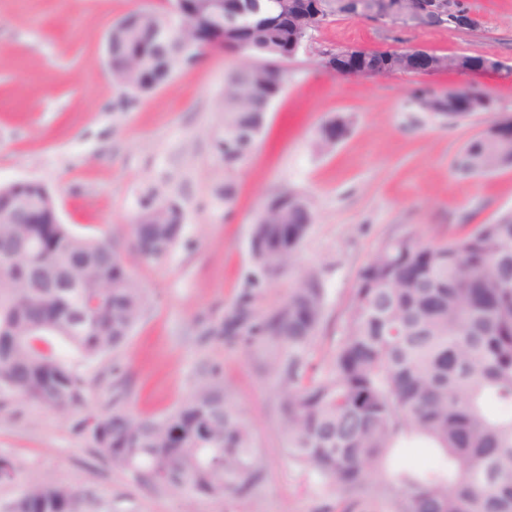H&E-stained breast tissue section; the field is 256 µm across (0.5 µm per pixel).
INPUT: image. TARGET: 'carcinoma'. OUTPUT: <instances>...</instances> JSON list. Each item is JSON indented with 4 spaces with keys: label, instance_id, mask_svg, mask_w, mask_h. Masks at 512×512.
I'll return each instance as SVG.
<instances>
[{
    "label": "carcinoma",
    "instance_id": "obj_1",
    "mask_svg": "<svg viewBox=\"0 0 512 512\" xmlns=\"http://www.w3.org/2000/svg\"><path fill=\"white\" fill-rule=\"evenodd\" d=\"M236 22L249 31L241 45L209 8L198 24L224 33V49L249 62L224 84V131L215 143L224 165L242 162L271 107L268 88L282 79L273 26L280 0H239ZM324 16H364L400 0H323ZM166 25L165 64L151 52L159 84L172 76L179 54L178 26L135 10L113 25L124 38L150 47L154 27ZM114 87L129 103L152 93L121 80L115 54ZM428 113L467 119L437 100ZM484 165L512 166V142L486 130L452 161L463 178ZM18 196L49 210L54 202L39 182L0 186V211ZM300 194L268 198L251 239L265 269L293 264L312 214L296 205ZM155 223L131 225L138 251L165 258L177 244L184 212L172 199L151 202ZM0 394H15L67 411L84 404L83 375L50 343L95 359L122 346L142 319L148 296L108 240L74 234L66 224L0 223ZM325 314V289L314 274L297 279L284 306L256 310L245 290L206 334L229 342H270L283 349L273 369L280 377L279 410L288 456L347 500L378 498L390 512H512V212L477 224L445 242L406 235L386 241L358 271L341 334L318 373L308 353ZM180 431L177 439L171 430ZM98 452L115 469L146 485L176 493L225 498L251 494L263 478L252 433L221 370L178 407L159 417H136L120 399L112 411L89 415ZM433 447L439 463H407L394 448ZM67 498L73 512L85 500L64 485L27 484L10 512H33Z\"/></svg>",
    "mask_w": 512,
    "mask_h": 512
}]
</instances>
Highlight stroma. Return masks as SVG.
<instances>
[{
	"label": "stroma",
	"instance_id": "35a3bbf8",
	"mask_svg": "<svg viewBox=\"0 0 512 512\" xmlns=\"http://www.w3.org/2000/svg\"><path fill=\"white\" fill-rule=\"evenodd\" d=\"M471 25L391 28L332 16L306 52L288 62L285 90L248 156L226 167L221 136L224 81L239 55L213 51L176 66L171 80L132 106L112 85L106 37L128 12L167 11V0H0V185L38 181L62 223L80 235L113 238L150 304L126 344L110 357L77 360L84 405L62 413L0 395V455L19 480L0 484V512L21 483L46 481L89 493L93 512H389L385 502H351L322 490L284 452L274 351L206 335L241 292L255 306H283L300 275L325 288V317L309 351L320 372L336 345L359 269L391 238L446 240L512 212V168L482 178L451 170L453 156L485 126L479 113L451 124L419 111L414 89L462 87L493 98L512 118V73L480 70L340 73L324 61L339 49L414 48L437 55L495 58L512 66V0H464ZM343 117L347 136L314 148L319 128ZM232 195H225V186ZM289 189L306 198L313 221L294 268L263 269L251 253L267 198ZM177 200L181 237L163 260L132 248L129 226L147 198ZM123 372L116 375L112 364ZM219 367L249 424L264 479L247 497H188L147 487L100 457L78 424L105 412L115 391L136 416H161Z\"/></svg>",
	"mask_w": 512,
	"mask_h": 512
}]
</instances>
